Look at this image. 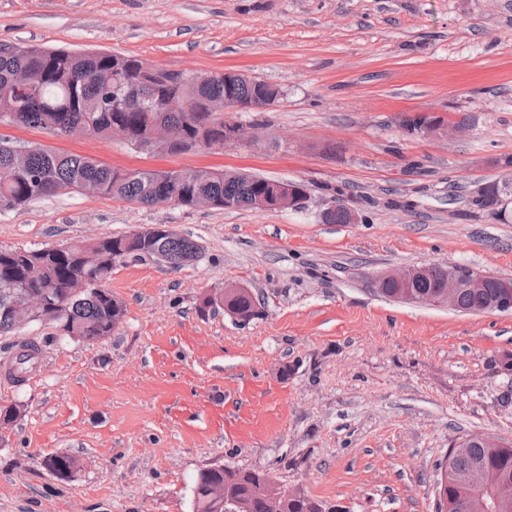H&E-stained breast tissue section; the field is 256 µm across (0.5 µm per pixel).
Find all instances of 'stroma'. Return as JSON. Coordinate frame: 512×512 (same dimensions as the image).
Wrapping results in <instances>:
<instances>
[{"label":"stroma","instance_id":"obj_1","mask_svg":"<svg viewBox=\"0 0 512 512\" xmlns=\"http://www.w3.org/2000/svg\"><path fill=\"white\" fill-rule=\"evenodd\" d=\"M0 43L227 69L280 99L224 118L249 143L181 155L0 124V136L125 169L227 168L302 181V211L144 207L81 191L0 209V249L168 224L202 247L178 270L120 265L125 304L91 344L32 324L39 363L0 374V512H192L202 469L261 468L340 512H435L433 475L473 434L512 446V313L390 301L375 275L451 261L512 278V216L471 205L512 159V0H0ZM471 117L448 141L406 115ZM338 195L357 222L325 224ZM262 298L238 323L211 288ZM237 407H230V400ZM80 467L53 478L43 455ZM215 289H222L224 290L223 294V301L222 303H219L218 300H215L214 297H219V299L222 297V291L218 292L216 294L215 292H212V295L210 293L204 295L201 299V302L199 304V310L202 313H205L208 309H216V308H224V299H228L230 296H236V295H242V294H248L250 291L243 287V286H237V285H226L224 284V287L222 288H213ZM259 305V307H258ZM261 304L256 301V298L253 296V294H250L249 296H236L229 298L227 300V312L228 314H239L241 317H248L251 318V320L258 318L260 316Z\"/></svg>","mask_w":512,"mask_h":512}]
</instances>
